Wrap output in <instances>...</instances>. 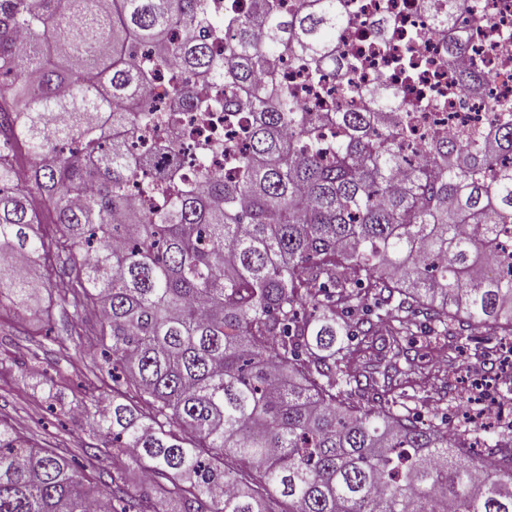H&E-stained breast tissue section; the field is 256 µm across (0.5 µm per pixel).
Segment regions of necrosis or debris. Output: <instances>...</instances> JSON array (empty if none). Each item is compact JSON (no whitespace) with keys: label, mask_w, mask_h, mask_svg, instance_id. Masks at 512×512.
<instances>
[{"label":"necrosis or debris","mask_w":512,"mask_h":512,"mask_svg":"<svg viewBox=\"0 0 512 512\" xmlns=\"http://www.w3.org/2000/svg\"><path fill=\"white\" fill-rule=\"evenodd\" d=\"M351 9L359 22L345 29L339 42L340 52L350 63L347 79L313 84L299 68H282L281 82L295 90L300 102L329 98L341 106H358L362 100L349 98L350 87L394 86L408 120L406 142L414 150L451 130L479 133L498 117L493 102L512 101V0H481V21L469 26L466 62L481 64L494 75L481 99L449 95L443 43L432 34L431 22L416 0H351ZM381 17L394 22L391 40L384 46L373 39L368 27L371 19ZM501 43L507 44L508 53L496 52ZM179 132L184 177L198 178L204 165L234 175L233 158L244 146L240 124L225 123L220 112L207 116L185 112Z\"/></svg>","instance_id":"obj_1"}]
</instances>
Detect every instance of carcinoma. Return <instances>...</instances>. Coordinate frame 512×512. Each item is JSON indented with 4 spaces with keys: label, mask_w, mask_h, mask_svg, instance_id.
Listing matches in <instances>:
<instances>
[{
    "label": "carcinoma",
    "mask_w": 512,
    "mask_h": 512,
    "mask_svg": "<svg viewBox=\"0 0 512 512\" xmlns=\"http://www.w3.org/2000/svg\"><path fill=\"white\" fill-rule=\"evenodd\" d=\"M0 0V309L29 310L53 252L55 300L98 317L96 371L112 398L81 403L103 453L142 472L130 494L0 421V512H512V422L488 450L474 428L421 426L394 383L416 370L421 324L462 340L512 337V112L477 140L448 134L410 164L396 91L369 108L302 106L291 61L318 84L347 72V0ZM456 67L469 0H419ZM189 36L174 42L172 30ZM224 55L210 40L222 32ZM156 54L143 59L137 47ZM170 70L174 115L247 113L235 175L181 176L173 140L128 143L169 117L143 98ZM224 87L219 99L203 91ZM339 130L324 140V127ZM38 159L26 179L16 146ZM168 188L139 211L129 183ZM55 225L41 236L44 212ZM357 332L354 345L338 340Z\"/></svg>",
    "instance_id": "carcinoma-1"
}]
</instances>
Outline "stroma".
<instances>
[{
	"label": "stroma",
	"mask_w": 512,
	"mask_h": 512,
	"mask_svg": "<svg viewBox=\"0 0 512 512\" xmlns=\"http://www.w3.org/2000/svg\"><path fill=\"white\" fill-rule=\"evenodd\" d=\"M95 325L93 313L79 320L68 306H54L45 319L33 311L23 320L0 311V419L30 444L53 449L68 459H84L99 443L82 419L58 414L59 409L72 410L79 405L84 395L81 384L91 378L99 355L85 346L65 351L58 343L82 329L93 332ZM412 344L420 353L417 416L424 421L442 419L454 428L468 410L466 395L461 384H454L440 408H433L428 386L432 370L445 359L462 362L463 347L501 349L512 343L485 328L464 345L424 333L415 336Z\"/></svg>",
	"instance_id": "stroma-1"
}]
</instances>
